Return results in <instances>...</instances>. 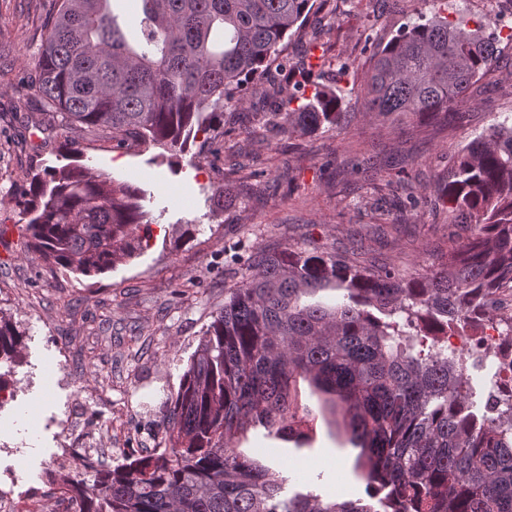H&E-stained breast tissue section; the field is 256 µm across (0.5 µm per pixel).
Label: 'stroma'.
I'll use <instances>...</instances> for the list:
<instances>
[{
  "label": "stroma",
  "instance_id": "1",
  "mask_svg": "<svg viewBox=\"0 0 512 512\" xmlns=\"http://www.w3.org/2000/svg\"><path fill=\"white\" fill-rule=\"evenodd\" d=\"M417 0H331L323 39L329 57H351L342 81V130L272 135L225 116L186 153L123 146L100 131L46 130L26 119L28 89L11 74L35 72L47 0H0V316L27 336L14 362H1L15 389L0 406V484L23 492L44 472L92 481L80 463L59 468L61 449L78 450L63 424L80 417L114 467L145 455L164 438L162 406L177 392L203 328L245 272L243 257L287 247L342 252L362 246L410 274L447 253L448 210L434 193L448 161L488 127L512 119V43L461 109L462 124L397 112L362 116L355 94L368 70L359 36L370 29L385 46L414 17ZM77 141L83 162L150 197L161 215L138 254L93 276L51 267L31 248L14 196L27 174L64 165ZM404 175L419 200L399 210L385 184ZM225 195L224 208L211 200ZM197 225L185 236L187 224ZM296 444L250 430L238 446L288 470V488L327 497H365L359 455L331 414L316 415Z\"/></svg>",
  "mask_w": 512,
  "mask_h": 512
}]
</instances>
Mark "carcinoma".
I'll return each mask as SVG.
<instances>
[{
    "mask_svg": "<svg viewBox=\"0 0 512 512\" xmlns=\"http://www.w3.org/2000/svg\"><path fill=\"white\" fill-rule=\"evenodd\" d=\"M110 2H50L28 104L55 127L182 153L258 80L277 133L341 128L343 99L320 83L327 58L313 63L323 45L288 54L329 0H139L133 44ZM424 2L429 13L370 54L363 115L459 123L457 107L496 61L499 16L451 17L448 0ZM273 62L291 74L286 97ZM437 194L469 236L422 273L336 251L247 259L167 402L164 447L113 469L84 464L93 484H63L80 512H512V394L497 386L478 405L463 356L448 354V337L504 324L493 355L497 373L512 370V315L501 312L512 297V125L464 147ZM143 201L141 188L71 164L30 174L16 195L30 247L83 276L141 250L136 230L154 221ZM326 288L342 294L336 306L301 304ZM25 335L0 317V360ZM301 379L341 405L370 502L290 495L283 472L235 447L256 426L306 437L314 410L298 403Z\"/></svg>",
    "mask_w": 512,
    "mask_h": 512,
    "instance_id": "1",
    "label": "carcinoma"
}]
</instances>
